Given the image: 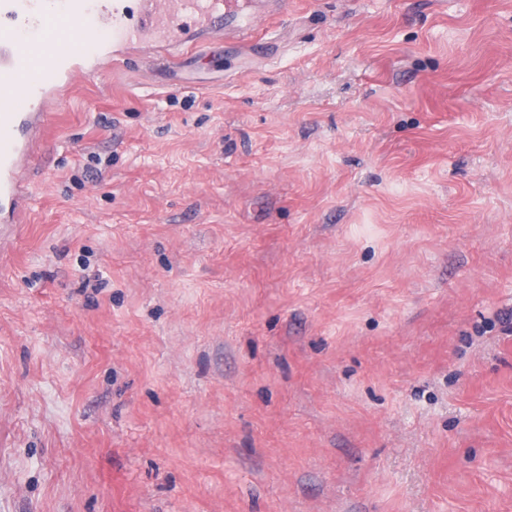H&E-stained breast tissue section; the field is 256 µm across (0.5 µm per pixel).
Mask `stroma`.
<instances>
[{
	"label": "stroma",
	"mask_w": 512,
	"mask_h": 512,
	"mask_svg": "<svg viewBox=\"0 0 512 512\" xmlns=\"http://www.w3.org/2000/svg\"><path fill=\"white\" fill-rule=\"evenodd\" d=\"M275 25L53 105L0 512H512V0Z\"/></svg>",
	"instance_id": "1"
}]
</instances>
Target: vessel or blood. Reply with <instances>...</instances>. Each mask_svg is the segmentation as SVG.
Masks as SVG:
<instances>
[{
  "instance_id": "vessel-or-blood-1",
  "label": "vessel or blood",
  "mask_w": 512,
  "mask_h": 512,
  "mask_svg": "<svg viewBox=\"0 0 512 512\" xmlns=\"http://www.w3.org/2000/svg\"><path fill=\"white\" fill-rule=\"evenodd\" d=\"M251 0H0V224H20L50 107L142 51L173 69L203 40L252 37Z\"/></svg>"
}]
</instances>
